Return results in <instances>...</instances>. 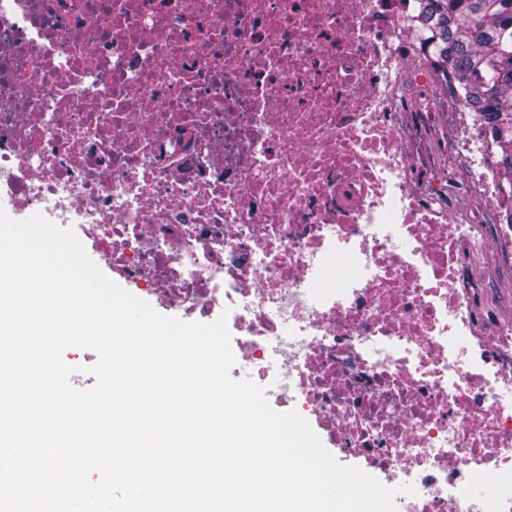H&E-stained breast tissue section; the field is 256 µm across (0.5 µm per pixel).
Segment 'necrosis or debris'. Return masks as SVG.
Instances as JSON below:
<instances>
[{
  "mask_svg": "<svg viewBox=\"0 0 512 512\" xmlns=\"http://www.w3.org/2000/svg\"><path fill=\"white\" fill-rule=\"evenodd\" d=\"M422 7L0 0V199L233 311L261 377L415 487L403 512H512V319L471 276L512 269V194Z\"/></svg>",
  "mask_w": 512,
  "mask_h": 512,
  "instance_id": "necrosis-or-debris-1",
  "label": "necrosis or debris"
}]
</instances>
